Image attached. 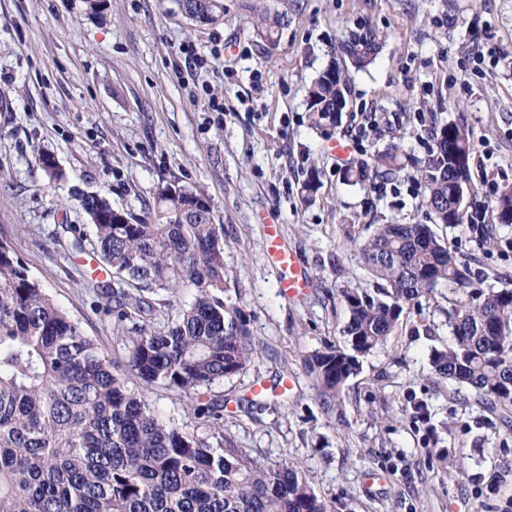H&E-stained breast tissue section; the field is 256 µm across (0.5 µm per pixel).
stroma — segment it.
<instances>
[{
	"label": "stroma",
	"mask_w": 512,
	"mask_h": 512,
	"mask_svg": "<svg viewBox=\"0 0 512 512\" xmlns=\"http://www.w3.org/2000/svg\"><path fill=\"white\" fill-rule=\"evenodd\" d=\"M274 10L290 23L271 44L254 24ZM364 25L383 33L381 51L352 72L338 124L311 127V81ZM189 51L209 66L186 65ZM365 114L377 121L369 138L337 158L330 143ZM442 122L471 132L478 196L468 211L484 214L495 242L478 248L464 224L435 230L474 287L512 288V224L495 209L512 189V0H224L212 25L190 22L175 0H109L103 21L74 0H0V241L108 353L112 318L84 286L98 259L57 234L66 225L92 238L84 194L141 216L159 185L203 191L258 349L248 372L211 390L228 398L224 433L255 456L297 460L337 512H512V409L429 370L451 339L447 289L422 314H403L336 398L320 395L306 365L343 338L342 290L374 288L350 236L429 221L411 172L350 186L347 161L391 144L425 158V131ZM44 154L65 182H46ZM270 224L309 278L298 297L279 290Z\"/></svg>",
	"instance_id": "35a3bbf8"
}]
</instances>
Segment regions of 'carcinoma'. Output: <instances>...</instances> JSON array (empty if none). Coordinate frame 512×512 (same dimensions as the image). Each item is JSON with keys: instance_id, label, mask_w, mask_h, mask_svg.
<instances>
[{"instance_id": "1", "label": "carcinoma", "mask_w": 512, "mask_h": 512, "mask_svg": "<svg viewBox=\"0 0 512 512\" xmlns=\"http://www.w3.org/2000/svg\"><path fill=\"white\" fill-rule=\"evenodd\" d=\"M187 18H224L222 0H179ZM105 0H78V10L104 18ZM288 16L265 12L257 35L276 41ZM379 31L363 26L340 41V59L308 88L311 124L336 123L348 103L349 74L375 59ZM435 148L411 162L422 206L437 224L463 220L475 196L469 174L470 132L436 124ZM39 168L48 182L67 178L61 167ZM406 158L392 146L373 163L348 166L343 177L364 185L394 178ZM93 226L91 246L104 271L117 275L101 289L113 314L122 353L107 356L80 322L31 279L0 241V512H334L300 466L265 462L224 436V404L206 398L212 386L248 370L257 354L242 308L224 297L233 280L224 264V225L197 189L168 183L138 222L116 220L117 210L96 194L79 198ZM512 223V192L496 202ZM363 266L384 287L343 292L348 322L341 344L308 360L322 396L334 398L360 359L385 346L404 310L448 287V346L433 351L432 374L471 386L487 402L512 406V289H467L469 269L427 224H381L355 242ZM193 289L174 306L160 291ZM166 319L164 329L155 320ZM161 388L186 400L192 429L160 420L145 390Z\"/></svg>"}]
</instances>
